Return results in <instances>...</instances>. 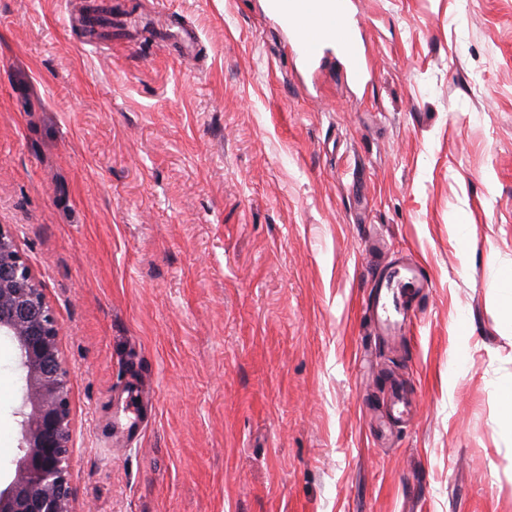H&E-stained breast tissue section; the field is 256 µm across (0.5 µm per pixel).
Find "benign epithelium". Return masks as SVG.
Masks as SVG:
<instances>
[{
	"instance_id": "benign-epithelium-1",
	"label": "benign epithelium",
	"mask_w": 512,
	"mask_h": 512,
	"mask_svg": "<svg viewBox=\"0 0 512 512\" xmlns=\"http://www.w3.org/2000/svg\"><path fill=\"white\" fill-rule=\"evenodd\" d=\"M1 336H21L25 377L16 416L24 448L16 482L0 491V512H71L69 507L70 376L58 352L59 328L43 289L23 261L14 237L0 227Z\"/></svg>"
}]
</instances>
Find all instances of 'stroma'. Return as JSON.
I'll use <instances>...</instances> for the list:
<instances>
[{
	"label": "stroma",
	"instance_id": "stroma-1",
	"mask_svg": "<svg viewBox=\"0 0 512 512\" xmlns=\"http://www.w3.org/2000/svg\"><path fill=\"white\" fill-rule=\"evenodd\" d=\"M164 2L195 55L0 0V225L60 327L71 512H512V0H354L365 89L264 0ZM403 256L433 287L392 342L364 301ZM23 386L0 336L4 484Z\"/></svg>",
	"mask_w": 512,
	"mask_h": 512
}]
</instances>
